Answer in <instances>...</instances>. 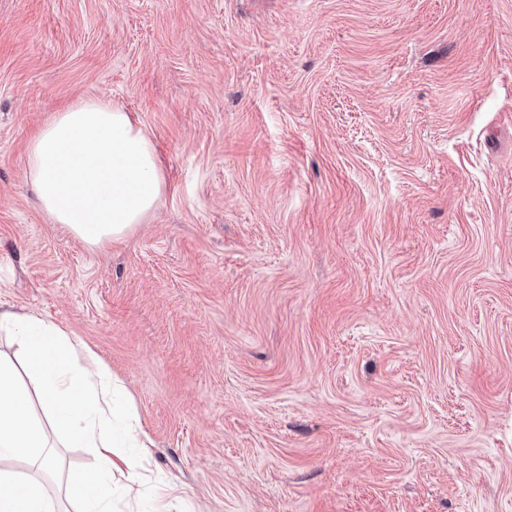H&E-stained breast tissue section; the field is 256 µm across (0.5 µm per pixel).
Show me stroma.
I'll use <instances>...</instances> for the list:
<instances>
[{
  "mask_svg": "<svg viewBox=\"0 0 512 512\" xmlns=\"http://www.w3.org/2000/svg\"><path fill=\"white\" fill-rule=\"evenodd\" d=\"M167 187L88 247L27 146ZM0 309L123 381L172 512H512V0H0ZM28 156L44 211L93 247L132 233L166 188L152 139L104 99L56 112L31 139Z\"/></svg>",
  "mask_w": 512,
  "mask_h": 512,
  "instance_id": "obj_1",
  "label": "stroma"
}]
</instances>
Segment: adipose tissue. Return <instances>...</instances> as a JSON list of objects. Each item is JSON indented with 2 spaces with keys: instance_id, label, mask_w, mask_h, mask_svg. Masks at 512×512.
<instances>
[{
  "instance_id": "obj_1",
  "label": "adipose tissue",
  "mask_w": 512,
  "mask_h": 512,
  "mask_svg": "<svg viewBox=\"0 0 512 512\" xmlns=\"http://www.w3.org/2000/svg\"><path fill=\"white\" fill-rule=\"evenodd\" d=\"M28 156L44 211L93 247L132 233L166 188L152 139L103 99L81 100L55 113L31 139ZM0 332L20 345L44 408L43 416L32 413L15 370L0 360V464L22 460L49 469L55 438L95 449L96 467L71 475L66 494L80 512H112L118 493L113 472L124 469L143 480L141 458L127 451L152 445L121 380L103 368L71 369L84 345L35 313L0 312ZM0 512L58 510L38 481L0 467Z\"/></svg>"
}]
</instances>
